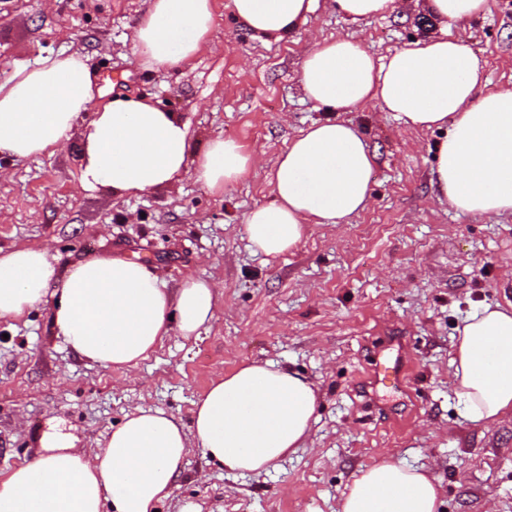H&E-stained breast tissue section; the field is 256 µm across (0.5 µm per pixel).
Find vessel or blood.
I'll list each match as a JSON object with an SVG mask.
<instances>
[{
	"label": "vessel or blood",
	"mask_w": 512,
	"mask_h": 512,
	"mask_svg": "<svg viewBox=\"0 0 512 512\" xmlns=\"http://www.w3.org/2000/svg\"><path fill=\"white\" fill-rule=\"evenodd\" d=\"M409 345L402 336L390 337L386 346L374 354L372 369L361 381L364 397L371 404H379L380 390L407 393L410 387Z\"/></svg>",
	"instance_id": "b4317fda"
}]
</instances>
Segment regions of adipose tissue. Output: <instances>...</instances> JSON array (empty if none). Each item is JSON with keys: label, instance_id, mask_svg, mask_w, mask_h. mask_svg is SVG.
Here are the masks:
<instances>
[{"label": "adipose tissue", "instance_id": "ef3b65f1", "mask_svg": "<svg viewBox=\"0 0 512 512\" xmlns=\"http://www.w3.org/2000/svg\"><path fill=\"white\" fill-rule=\"evenodd\" d=\"M317 0H230L257 37L280 41L306 23ZM134 53L151 68L187 67L209 41L213 0H147ZM487 0H422L443 32L378 61L350 39L316 42L299 73L304 96L350 110L371 102L407 127L446 129L436 178L450 207L475 215L512 214V85L477 89L484 67L448 28L483 13ZM83 56L59 52L16 65L0 78V156L15 160L64 149L82 112L80 185L139 197L170 186L185 170L216 194L244 177L253 158L235 141L207 142L189 154L180 114L140 98L95 106ZM375 156L360 131L334 119L313 122L275 164L273 199L245 218L253 253L277 257L313 224H339L368 204ZM57 336L105 367L146 359L165 336L197 335L215 316L217 286L190 276L161 284L129 258L94 257L57 274L44 249L0 250V317H20L47 292ZM448 385L471 423L512 417V309L484 306L466 316L452 344ZM317 406L313 384L274 363L251 362L218 377L197 400L191 427L160 409L127 414L103 447L88 453L49 425L33 461L0 477V512H156L171 495L190 448L224 471L259 474L303 447ZM442 490L428 471L386 456L360 469L340 512H440Z\"/></svg>", "mask_w": 512, "mask_h": 512}]
</instances>
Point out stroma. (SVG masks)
Here are the masks:
<instances>
[{"label":"stroma","instance_id":"35a3bbf8","mask_svg":"<svg viewBox=\"0 0 512 512\" xmlns=\"http://www.w3.org/2000/svg\"><path fill=\"white\" fill-rule=\"evenodd\" d=\"M214 0L210 43L192 67L140 66L132 35L145 0H0V74L68 49L88 60L101 102L147 98L181 113L190 151L209 139L255 157L224 195L191 172L168 189L117 198L79 186L77 145L53 155L0 159V247L48 249L59 269L97 256L142 261L168 287L189 276L222 284L214 319L197 336H169L133 369L76 355L52 325L55 298L23 318L0 317V475L30 462L45 423L60 419L82 447L103 446L126 413L158 408L190 424L193 403L216 376L248 361L301 372L319 390L303 448L261 475L233 474L191 449L160 512H339L361 468L390 454L429 470L443 512H512V422L467 423L448 387L452 338L470 312L512 302V215L449 207L437 189L438 130L412 132L378 104L330 113L302 94L308 48L325 38L362 43L375 58L435 30L415 0L352 21L319 0L293 39L256 37ZM485 64L487 89L512 82V0H488L451 30ZM335 117L377 156L368 208L343 224H316L291 252L253 254L244 230L272 200L274 165L312 122ZM407 337L411 391L384 393L392 414L368 407L360 380L386 337Z\"/></svg>","mask_w":512,"mask_h":512}]
</instances>
